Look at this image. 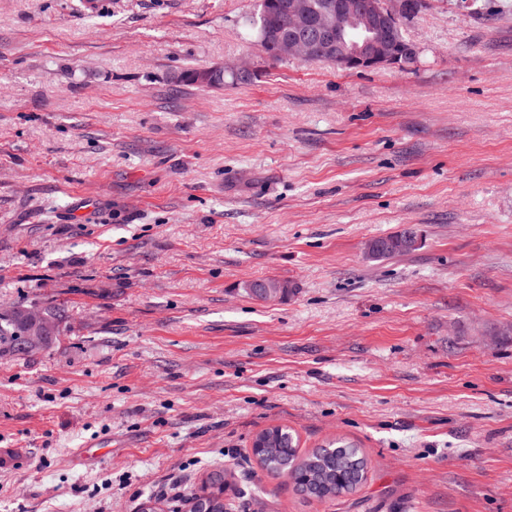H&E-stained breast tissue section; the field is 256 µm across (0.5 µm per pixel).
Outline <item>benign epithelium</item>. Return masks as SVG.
Instances as JSON below:
<instances>
[{
    "mask_svg": "<svg viewBox=\"0 0 512 512\" xmlns=\"http://www.w3.org/2000/svg\"><path fill=\"white\" fill-rule=\"evenodd\" d=\"M403 0H280L261 14L260 39L273 60L327 59L336 67L351 70L395 66L415 54L414 46L399 36ZM362 20L376 37L350 44L346 31ZM25 347L37 350L52 324L33 310L26 313Z\"/></svg>",
    "mask_w": 512,
    "mask_h": 512,
    "instance_id": "obj_1",
    "label": "benign epithelium"
}]
</instances>
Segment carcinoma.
Here are the masks:
<instances>
[{"label": "carcinoma", "instance_id": "obj_1", "mask_svg": "<svg viewBox=\"0 0 512 512\" xmlns=\"http://www.w3.org/2000/svg\"><path fill=\"white\" fill-rule=\"evenodd\" d=\"M415 247L404 240L403 233L379 237L368 248L369 256L387 258L408 254ZM27 309L14 307L0 313V359L22 355V351L10 344L14 337L23 333ZM270 438V447L264 449L260 459L262 468L271 474L280 468L294 472V483L304 496L315 499H331L354 493L363 483L367 462L356 445L343 440L328 443L326 448H316L299 453L297 439L286 427L266 429L257 438ZM208 498L219 504L218 512H227L224 505V471L213 474L208 485L201 488Z\"/></svg>", "mask_w": 512, "mask_h": 512}]
</instances>
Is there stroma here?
I'll return each instance as SVG.
<instances>
[{
  "label": "stroma",
  "mask_w": 512,
  "mask_h": 512,
  "mask_svg": "<svg viewBox=\"0 0 512 512\" xmlns=\"http://www.w3.org/2000/svg\"><path fill=\"white\" fill-rule=\"evenodd\" d=\"M86 2L0 0V311L61 316L0 360V512L218 468L231 512H512V0H420L415 59L367 70L268 60L259 0ZM273 426L365 482L303 499L250 453ZM405 233L406 229L402 233L376 238L368 248V255L372 258H387L415 251L418 247L409 245L403 239Z\"/></svg>",
  "instance_id": "35a3bbf8"
}]
</instances>
